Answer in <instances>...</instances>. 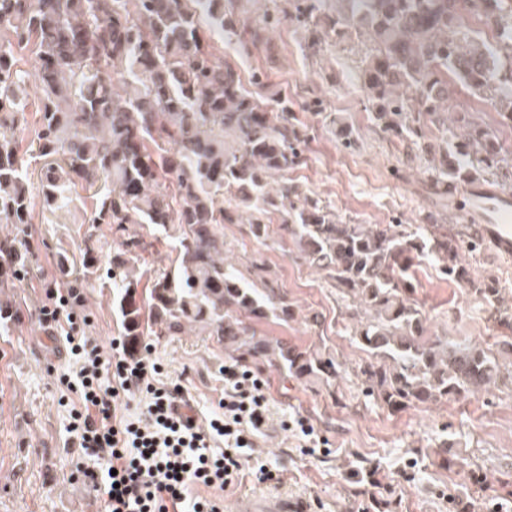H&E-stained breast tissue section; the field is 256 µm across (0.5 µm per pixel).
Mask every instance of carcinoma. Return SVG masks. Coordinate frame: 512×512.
<instances>
[{
	"label": "carcinoma",
	"instance_id": "obj_1",
	"mask_svg": "<svg viewBox=\"0 0 512 512\" xmlns=\"http://www.w3.org/2000/svg\"><path fill=\"white\" fill-rule=\"evenodd\" d=\"M350 17L316 18L308 31L339 29L347 19L371 30L378 52L362 70L374 118L395 138H419L424 120L445 122L448 74L475 93L493 90L512 118V21L501 0H346ZM494 20L497 40L461 31L462 12ZM250 41L239 38L233 0H0V224L32 223L35 202L16 135L39 90L34 153L44 160L41 207H69L79 185L96 197L91 223L119 240L108 259L130 349L158 336L199 328L224 349L268 362L299 380H336L342 364L321 352L257 335L273 316L295 317L288 297L252 263L260 283L224 265V225L270 238L267 215L280 216L308 267L326 273L359 317L355 339L369 362L363 395L392 411L481 391L497 365L476 346L428 334L411 282L416 258L434 254L441 273L486 304L499 301L492 280L476 281L443 235L427 242L397 224H345L299 187L280 181L304 162L306 134L289 118L288 97L262 101L229 62H215L209 35L238 38L242 50L276 20L264 16ZM29 51L33 70L19 65ZM414 96L406 95V90ZM484 135L448 143L440 176L473 179L495 162ZM177 241L170 266L139 292L136 274L159 237ZM17 236H0V269L20 275L26 254Z\"/></svg>",
	"mask_w": 512,
	"mask_h": 512
}]
</instances>
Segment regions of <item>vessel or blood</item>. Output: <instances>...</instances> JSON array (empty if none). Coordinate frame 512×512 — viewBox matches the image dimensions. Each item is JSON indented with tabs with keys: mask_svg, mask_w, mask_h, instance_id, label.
<instances>
[{
	"mask_svg": "<svg viewBox=\"0 0 512 512\" xmlns=\"http://www.w3.org/2000/svg\"><path fill=\"white\" fill-rule=\"evenodd\" d=\"M448 198L460 223L480 221V231L495 254L512 256V192L499 186H452Z\"/></svg>",
	"mask_w": 512,
	"mask_h": 512,
	"instance_id": "b4317fda",
	"label": "vessel or blood"
}]
</instances>
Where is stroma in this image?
<instances>
[{"label":"stroma","mask_w":512,"mask_h":512,"mask_svg":"<svg viewBox=\"0 0 512 512\" xmlns=\"http://www.w3.org/2000/svg\"><path fill=\"white\" fill-rule=\"evenodd\" d=\"M240 28L250 31L263 15L279 18L249 52L214 36L216 61L236 66L244 83L254 72L265 80L255 93L287 94L294 124L308 129L306 161L288 180L308 196L355 224H398L408 233L431 227L462 243L461 254L478 278L496 280L512 305V263L486 246L469 249L468 231L458 226L448 198L435 187L431 164L440 146L459 129L487 131L497 147L482 183L512 189V120L491 98L455 85L448 99V125L426 124L423 145L388 136L377 125L360 74L378 44L365 29L348 25L327 31L310 46L303 17L293 0H238ZM353 144L344 148L340 128ZM94 202L73 190L68 212L35 208L33 222L19 242L28 270L20 278L0 279V512H102L103 495L74 478L76 459L66 443L71 413L79 405L60 377L72 373L76 359L64 337L47 335L38 321L44 290L79 285L86 319L82 342L110 346L124 337L107 263L96 272L83 264L90 237L100 236L89 218ZM227 259L238 270L264 261L301 318L256 326L269 340L322 350L342 362L335 386L284 377L259 360L250 367L268 384L271 423L250 454L269 463L280 481L262 484L251 475L223 490L190 487L189 498L221 499L235 512L242 497L285 500L307 512H451L463 498L475 512H512V325L500 322L494 308L478 302L445 278L434 257L415 267V298L431 333L483 347L499 365L495 385L436 404L399 412L365 399L358 367L367 358L356 343L350 308L324 274L309 268L295 250L250 240L243 225L224 227ZM152 359L161 364V382L182 380L199 425H208L224 395V361L229 353L215 337L201 332L157 336L145 333ZM308 418L329 445L310 453L279 422ZM461 458L455 469L438 464L442 455Z\"/></svg>","instance_id":"1"}]
</instances>
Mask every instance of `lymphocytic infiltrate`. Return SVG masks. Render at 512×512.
I'll use <instances>...</instances> for the list:
<instances>
[{
	"label": "lymphocytic infiltrate",
	"mask_w": 512,
	"mask_h": 512,
	"mask_svg": "<svg viewBox=\"0 0 512 512\" xmlns=\"http://www.w3.org/2000/svg\"><path fill=\"white\" fill-rule=\"evenodd\" d=\"M77 287L46 288L40 322L64 335L76 358L75 378L62 383L81 408L70 431L79 449L76 471L102 480L103 512H224L215 499L188 500L190 486L226 488L244 467L246 451L262 435L269 413L267 383L239 360L224 364V396L200 429L180 382H159L161 366L149 356L130 361L120 353L77 342ZM136 401L134 418L117 417L122 401ZM224 447L214 451L215 438Z\"/></svg>",
	"instance_id": "1"
}]
</instances>
